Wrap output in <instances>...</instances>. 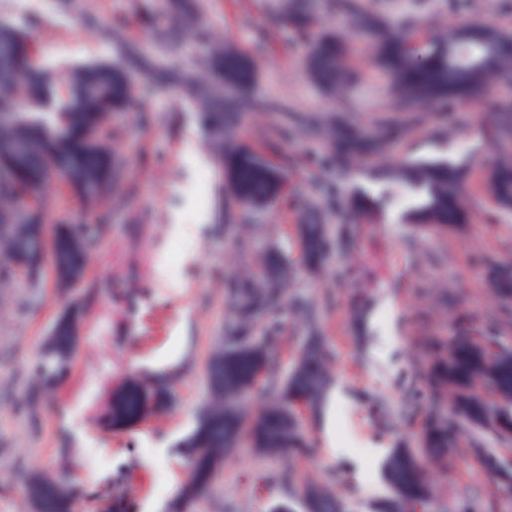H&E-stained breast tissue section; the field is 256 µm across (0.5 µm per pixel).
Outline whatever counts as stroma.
I'll list each match as a JSON object with an SVG mask.
<instances>
[{
    "label": "stroma",
    "instance_id": "obj_1",
    "mask_svg": "<svg viewBox=\"0 0 512 512\" xmlns=\"http://www.w3.org/2000/svg\"><path fill=\"white\" fill-rule=\"evenodd\" d=\"M172 0H0V23L26 32L41 64L68 76L98 60L126 62L130 52L164 67L198 71L205 46L157 38ZM213 43L251 60L254 97L273 109L248 112L234 131L286 177V190L261 210L240 212L214 179V154L198 121L199 104L179 87L160 86L141 111L115 115L114 145L124 160L121 191L96 216L64 187L47 199L50 224L107 225L91 253L81 286L84 317L78 357L49 402L32 414L0 403V512H31L19 469L73 483L75 512H169L188 477L177 452L205 409L209 358L225 336L232 312L224 278L234 269L257 272L263 253L277 246L293 273L280 320L288 342L284 366L316 324L332 351L331 383L341 389L332 417L323 408L301 423L316 453L290 460L249 445L226 459L210 496L193 512H270L288 501L304 512L305 482H330L347 512H376L390 490L383 464L392 449L414 445L426 393L415 377L416 343L449 336L468 317L483 336L492 263L512 261V212L494 208L487 192L493 157L490 115L474 108L396 109L392 81L376 66L349 21L330 13L315 27L348 45L356 79L330 95L305 71L306 46L282 16L287 0H192ZM390 20H411L414 42L464 22L512 30V0H368ZM358 124L398 123L408 135L391 159H444L466 171L470 221L456 235H432L406 222L407 190L385 187L377 165L330 162L320 138L304 135L309 118ZM390 199L379 203L382 191ZM319 210L336 248L325 267L308 270L298 247V214ZM73 291L53 276L39 285L18 279L0 299V391L22 397L29 367L42 353L49 328ZM173 375L174 403L164 414L113 429L103 414L110 390L131 377ZM336 445L328 447L326 427ZM432 498L423 512H460L483 496L487 481L474 461L456 457L429 466Z\"/></svg>",
    "mask_w": 512,
    "mask_h": 512
}]
</instances>
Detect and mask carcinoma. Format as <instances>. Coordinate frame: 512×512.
<instances>
[{"label":"carcinoma","mask_w":512,"mask_h":512,"mask_svg":"<svg viewBox=\"0 0 512 512\" xmlns=\"http://www.w3.org/2000/svg\"><path fill=\"white\" fill-rule=\"evenodd\" d=\"M351 15L371 41L376 62L392 81L397 107L420 112L423 106L483 105L497 114V130L512 142V100L494 95L498 75L512 70V42L497 27H466L482 56L474 69L448 65V37L430 40L415 49L403 26L381 19L361 0H329ZM314 0H290L288 20L307 44L305 64L322 86L336 91L350 80L345 50L334 40L313 31ZM172 43L201 40L192 27L180 23L164 33ZM206 67L217 89L200 88V121L213 141L216 167L225 178L233 200L243 203L276 199L279 171L267 160L239 147L224 151V134L241 119L238 97L254 84L249 58L221 46L207 49ZM136 102L135 80L121 65L91 62L77 68L64 92L55 73L40 66L31 41L9 25L0 26V140L20 147L16 159L0 157V288L21 275L34 284L45 263L54 271L56 285L74 284L64 273L73 255H87L94 243L82 224H60L51 238V257L35 249L32 241L45 232L41 224L49 189L62 182L86 208L93 210L109 198L120 181L122 161L112 150V113L125 112ZM314 134L328 145L336 162L385 156L391 141L405 128L385 124H328L314 126ZM389 181L413 196L408 217L422 230L451 233L466 221L463 201V168L440 160H402L388 170ZM489 191L497 208L512 212V145L498 151L489 178ZM303 262L311 267L330 255L326 225L314 216L299 225ZM269 280L263 286L249 279L228 282L229 299L237 320L229 328L236 346L218 348L206 368L207 385L214 405L202 413L178 447L188 459L190 476L171 505L173 512H188L213 486L224 457L248 438L254 448L278 456L309 447L301 429L299 406H314L329 381L330 351L323 337L313 336L281 374L280 337L274 326L277 292L287 269L280 252L269 249L264 257ZM493 292L503 305L512 302V265L492 268ZM81 303L73 302L50 326L47 343L34 375L48 385L65 375L80 348ZM426 359L418 376L427 391V407L418 424V448H397L385 468L391 496L377 512H413L431 496L426 468L464 448L473 453L493 483V490L469 512H498V498L512 495V473L500 469L489 449L469 444L460 435L464 424L487 432L503 443L512 442V422L501 420L496 403L512 400V353H499L494 343L473 335L461 321L456 334L422 338ZM154 408H167L170 382L153 380ZM260 389L270 405L259 414V423H246L238 412L244 395ZM142 387L127 383L112 391L108 417L114 426L139 421ZM34 512H73L77 489L36 476L23 486ZM306 512H344V504L329 485L307 483L302 490Z\"/></svg>","instance_id":"obj_1"}]
</instances>
